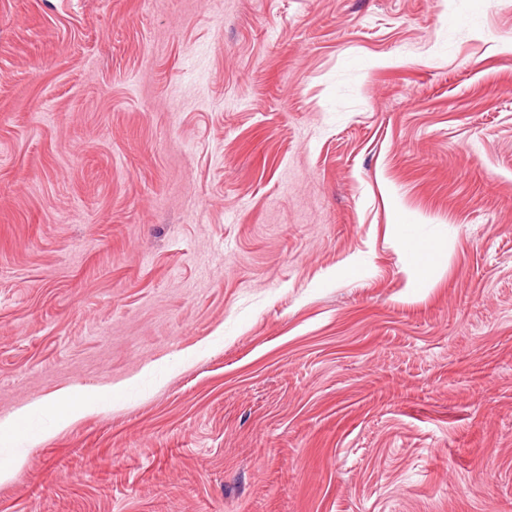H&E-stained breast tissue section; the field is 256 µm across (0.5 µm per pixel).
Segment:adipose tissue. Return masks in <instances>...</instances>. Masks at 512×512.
<instances>
[{"label": "adipose tissue", "instance_id": "adipose-tissue-1", "mask_svg": "<svg viewBox=\"0 0 512 512\" xmlns=\"http://www.w3.org/2000/svg\"><path fill=\"white\" fill-rule=\"evenodd\" d=\"M175 368L172 362L157 365L141 379L118 388L95 390L89 400H77L73 390L65 389L55 395L52 403L34 402L16 417L0 421V479L7 478L12 469L24 461L26 444L39 442L87 414L124 402L131 393H144L147 386L160 383Z\"/></svg>", "mask_w": 512, "mask_h": 512}]
</instances>
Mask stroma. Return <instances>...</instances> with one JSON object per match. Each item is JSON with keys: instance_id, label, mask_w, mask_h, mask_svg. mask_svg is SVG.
Returning <instances> with one entry per match:
<instances>
[{"instance_id": "obj_1", "label": "stroma", "mask_w": 512, "mask_h": 512, "mask_svg": "<svg viewBox=\"0 0 512 512\" xmlns=\"http://www.w3.org/2000/svg\"><path fill=\"white\" fill-rule=\"evenodd\" d=\"M179 358L0 512H512V0H0V420Z\"/></svg>"}]
</instances>
